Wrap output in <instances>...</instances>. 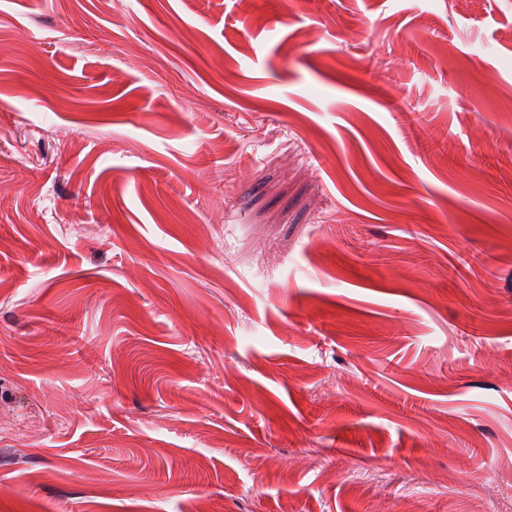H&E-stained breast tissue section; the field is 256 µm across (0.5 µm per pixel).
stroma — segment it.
<instances>
[{
    "mask_svg": "<svg viewBox=\"0 0 512 512\" xmlns=\"http://www.w3.org/2000/svg\"><path fill=\"white\" fill-rule=\"evenodd\" d=\"M511 30L0 0V512H512Z\"/></svg>",
    "mask_w": 512,
    "mask_h": 512,
    "instance_id": "obj_1",
    "label": "stroma"
}]
</instances>
